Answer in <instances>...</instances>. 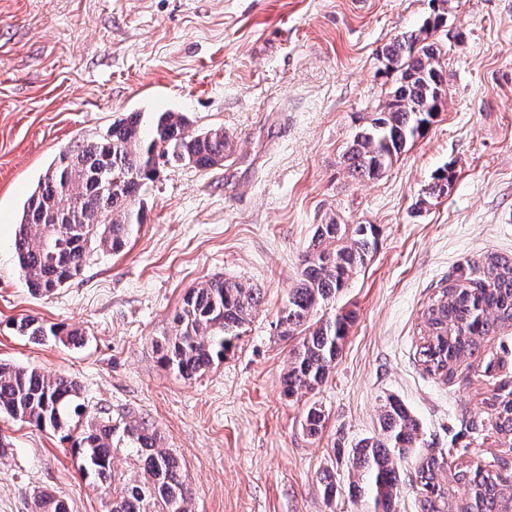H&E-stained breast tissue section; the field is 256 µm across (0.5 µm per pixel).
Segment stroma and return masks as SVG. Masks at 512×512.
<instances>
[{"mask_svg":"<svg viewBox=\"0 0 512 512\" xmlns=\"http://www.w3.org/2000/svg\"><path fill=\"white\" fill-rule=\"evenodd\" d=\"M437 8L442 110L382 175L354 179L344 154L396 82L385 49ZM164 111L193 132L224 129V161L159 163L123 252L92 253L52 294L29 290L13 241L39 175L75 139ZM450 164L448 193L429 196ZM331 220L375 225L378 246L325 309L355 314L327 381L288 397L276 323L315 225ZM490 253L512 256V0H0V363L77 381L87 413L148 421L187 471L190 512H361L350 453L390 394L448 466L461 448L492 471L511 459L485 399L512 383V328L448 381L417 354L430 298ZM215 276L258 285L261 303L223 361L186 380L152 342ZM24 317L83 340L31 342L14 329ZM312 406L325 416L314 436ZM42 490L70 512L105 510L68 442L1 415L0 512H36Z\"/></svg>","mask_w":512,"mask_h":512,"instance_id":"1","label":"stroma"}]
</instances>
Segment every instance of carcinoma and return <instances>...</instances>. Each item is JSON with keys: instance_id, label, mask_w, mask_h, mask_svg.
<instances>
[{"instance_id": "1", "label": "carcinoma", "mask_w": 512, "mask_h": 512, "mask_svg": "<svg viewBox=\"0 0 512 512\" xmlns=\"http://www.w3.org/2000/svg\"><path fill=\"white\" fill-rule=\"evenodd\" d=\"M438 13L417 31L396 39L385 53L398 73L386 107L352 138L345 156L351 175L373 179L382 174L440 112L445 98L440 49L428 31L443 24ZM229 138L224 129L192 133L181 112H160L150 131L141 113L130 112L94 140H78L59 153L39 176L25 201L15 231L20 275L35 293L50 294L77 278L97 249L120 252L144 224L142 192L157 175L165 156L200 169L224 160ZM454 178L450 166L435 176L431 191L447 193ZM373 224L315 225L301 257L297 282L278 318L279 336L299 342L291 350L285 392L314 391L328 378L342 353L353 312L328 319L320 311L348 286L378 244ZM261 300L258 286L213 277L189 290L173 316L169 335L154 341L158 362L192 378L204 373L239 340ZM425 333L419 361L448 381L467 358L480 353L484 337L512 327V259L491 253L481 264L458 268L454 281L441 288L423 311ZM34 341L62 338V329L34 317L16 324ZM491 427L512 444V386L500 385L487 398ZM0 414L50 429L70 443L83 475L105 495L106 512H189L191 489L176 456L160 447V438L144 420L112 423L110 417L84 418L79 386L36 367L0 363ZM128 445L137 459L135 474L113 465L117 445ZM418 419L397 397L381 405L379 433L352 449L351 497L366 512H393L404 483L401 462L413 459L419 484V512H512V464L492 474L470 461L446 471L444 455L425 453ZM460 484L457 497L449 484ZM37 512H69L64 495L42 492Z\"/></svg>"}]
</instances>
